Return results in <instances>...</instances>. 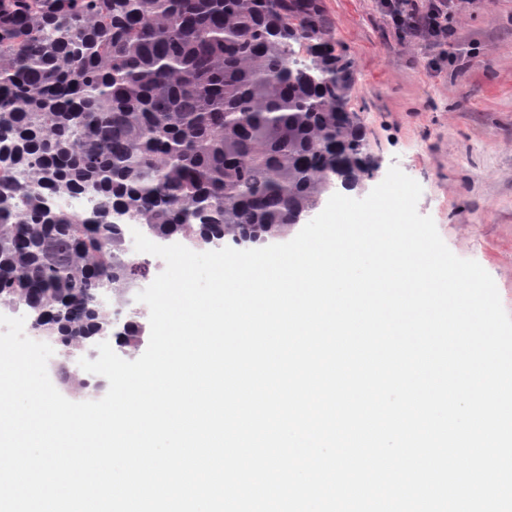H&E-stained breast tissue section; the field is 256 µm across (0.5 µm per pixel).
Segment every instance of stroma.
Returning a JSON list of instances; mask_svg holds the SVG:
<instances>
[{
	"label": "stroma",
	"mask_w": 512,
	"mask_h": 512,
	"mask_svg": "<svg viewBox=\"0 0 512 512\" xmlns=\"http://www.w3.org/2000/svg\"><path fill=\"white\" fill-rule=\"evenodd\" d=\"M321 4L353 63L349 108L373 167L353 198L398 166L422 187L419 213L492 276L512 313V0L464 10L442 55L404 39L378 0Z\"/></svg>",
	"instance_id": "1"
}]
</instances>
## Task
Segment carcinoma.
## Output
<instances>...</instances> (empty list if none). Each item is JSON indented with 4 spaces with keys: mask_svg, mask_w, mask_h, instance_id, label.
<instances>
[{
    "mask_svg": "<svg viewBox=\"0 0 512 512\" xmlns=\"http://www.w3.org/2000/svg\"><path fill=\"white\" fill-rule=\"evenodd\" d=\"M353 88L320 0H0V305L64 350L112 334L103 286L121 305L148 274L118 208L193 244L287 234L369 172ZM79 191L103 208L55 207Z\"/></svg>",
    "mask_w": 512,
    "mask_h": 512,
    "instance_id": "obj_1",
    "label": "carcinoma"
}]
</instances>
